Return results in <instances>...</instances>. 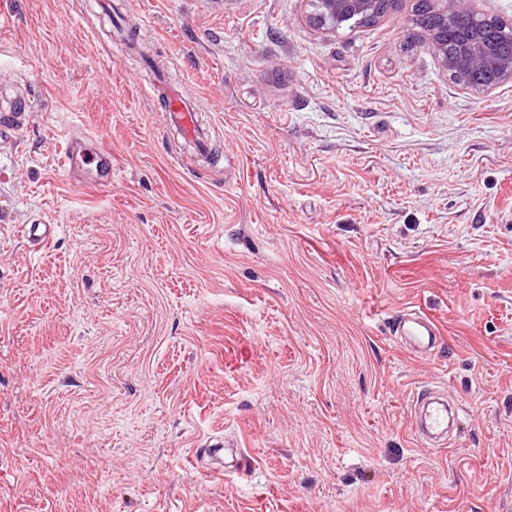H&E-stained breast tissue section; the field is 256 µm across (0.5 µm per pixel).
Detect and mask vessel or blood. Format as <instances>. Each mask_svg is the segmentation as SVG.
Wrapping results in <instances>:
<instances>
[{
  "instance_id": "b4317fda",
  "label": "vessel or blood",
  "mask_w": 512,
  "mask_h": 512,
  "mask_svg": "<svg viewBox=\"0 0 512 512\" xmlns=\"http://www.w3.org/2000/svg\"><path fill=\"white\" fill-rule=\"evenodd\" d=\"M150 96L158 98L161 111L167 112L171 122L177 125L184 137L202 141L203 133L198 126L195 109L184 89L151 88ZM63 164L75 179L85 178V171H92L90 185L106 187L112 183V147L99 137L90 135L86 129L69 127L65 133ZM390 333L399 344L412 355H435L441 341V331L436 322L421 311L404 308L393 317ZM428 388L414 392L410 398L412 410L420 412L421 418L414 430L415 437L431 434L442 438L448 434V408L433 401Z\"/></svg>"
}]
</instances>
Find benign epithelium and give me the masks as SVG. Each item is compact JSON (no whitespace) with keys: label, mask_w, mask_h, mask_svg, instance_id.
Masks as SVG:
<instances>
[{"label":"benign epithelium","mask_w":512,"mask_h":512,"mask_svg":"<svg viewBox=\"0 0 512 512\" xmlns=\"http://www.w3.org/2000/svg\"><path fill=\"white\" fill-rule=\"evenodd\" d=\"M315 3L313 22L319 28L336 33L350 20L375 16L381 0H312ZM441 23L429 24L425 16L418 15L412 24L418 27L442 69L465 89L493 90L512 80V55L498 52L489 31H461L455 36V51L447 49V8H435Z\"/></svg>","instance_id":"1"}]
</instances>
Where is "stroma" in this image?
<instances>
[{"instance_id": "stroma-1", "label": "stroma", "mask_w": 512, "mask_h": 512, "mask_svg": "<svg viewBox=\"0 0 512 512\" xmlns=\"http://www.w3.org/2000/svg\"><path fill=\"white\" fill-rule=\"evenodd\" d=\"M416 4L328 34L308 0H0L31 103L0 130V512H512V81L453 83ZM158 82L215 158L183 166ZM80 123L109 186L61 164ZM149 96L153 99L157 96L160 112H168L170 121L180 128L184 137L202 143L203 133L198 126L196 111L184 88L151 87ZM390 333L412 355L433 356L441 341L436 322L417 309L406 307L393 317ZM432 389L423 388L414 392L410 398L411 410L415 413L420 412L421 418L414 429V436L421 439L428 432L433 438H448V407L445 404L433 401L431 399Z\"/></svg>"}]
</instances>
